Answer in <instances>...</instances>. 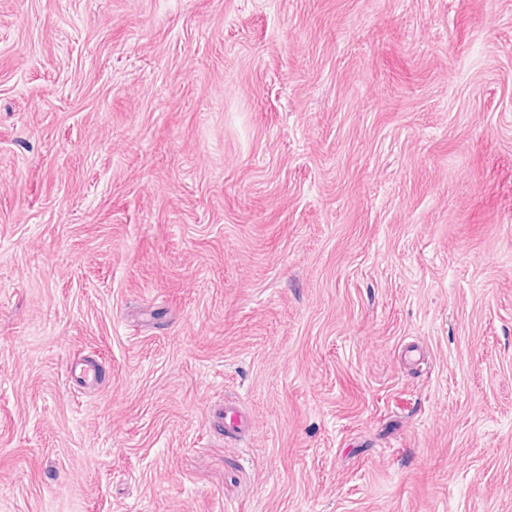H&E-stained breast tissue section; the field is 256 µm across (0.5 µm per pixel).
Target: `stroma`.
Instances as JSON below:
<instances>
[{
    "label": "stroma",
    "instance_id": "obj_1",
    "mask_svg": "<svg viewBox=\"0 0 512 512\" xmlns=\"http://www.w3.org/2000/svg\"><path fill=\"white\" fill-rule=\"evenodd\" d=\"M0 512H512V0H0Z\"/></svg>",
    "mask_w": 512,
    "mask_h": 512
}]
</instances>
